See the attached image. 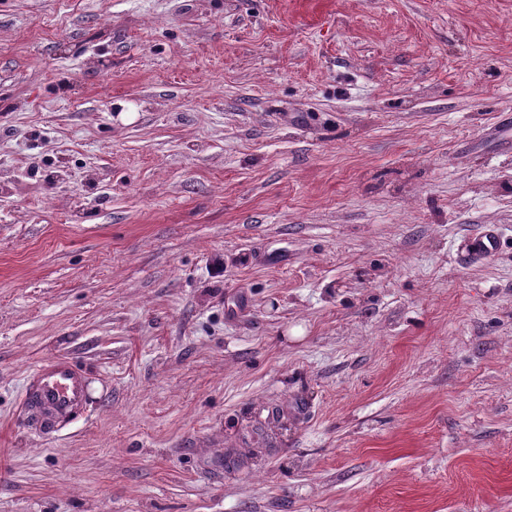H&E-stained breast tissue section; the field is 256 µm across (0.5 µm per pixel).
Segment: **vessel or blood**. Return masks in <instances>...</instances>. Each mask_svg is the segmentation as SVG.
Listing matches in <instances>:
<instances>
[{
	"label": "vessel or blood",
	"instance_id": "b4317fda",
	"mask_svg": "<svg viewBox=\"0 0 512 512\" xmlns=\"http://www.w3.org/2000/svg\"><path fill=\"white\" fill-rule=\"evenodd\" d=\"M469 253L488 257L497 249V236L486 231L466 244ZM28 398L40 414L44 427L53 428L73 416L82 406L84 382L77 365L56 361L38 367L30 385Z\"/></svg>",
	"mask_w": 512,
	"mask_h": 512
}]
</instances>
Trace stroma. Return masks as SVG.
<instances>
[{"label": "stroma", "instance_id": "35a3bbf8", "mask_svg": "<svg viewBox=\"0 0 512 512\" xmlns=\"http://www.w3.org/2000/svg\"><path fill=\"white\" fill-rule=\"evenodd\" d=\"M0 512H512V0H0ZM496 249L497 236L491 230L470 239L466 244V250L469 253L483 257H490ZM28 398L39 411L40 422L54 428L73 416L83 404L84 382L77 365L56 361L39 366L34 373Z\"/></svg>", "mask_w": 512, "mask_h": 512}]
</instances>
